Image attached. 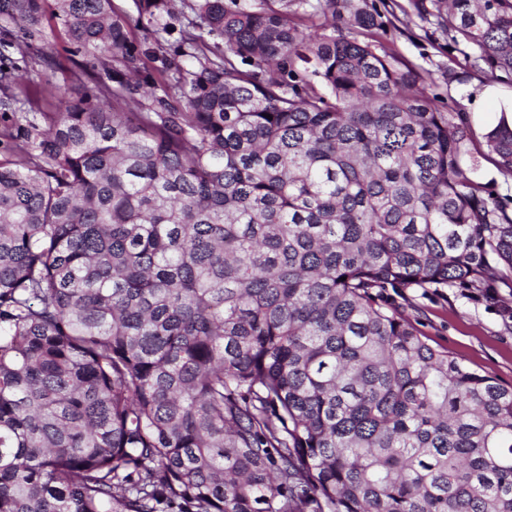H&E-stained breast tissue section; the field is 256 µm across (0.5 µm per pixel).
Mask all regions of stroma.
<instances>
[{
    "label": "stroma",
    "instance_id": "35a3bbf8",
    "mask_svg": "<svg viewBox=\"0 0 512 512\" xmlns=\"http://www.w3.org/2000/svg\"><path fill=\"white\" fill-rule=\"evenodd\" d=\"M375 39L387 53L419 69L426 91L441 109L464 113L476 135L475 148L484 149L486 130L512 111V79H493L471 67L461 51L449 50L446 36L414 15L399 26L384 25ZM499 291L506 302L497 306L463 288L438 293L418 289L406 298L391 290L387 296L398 307L413 301L419 310L417 327L431 347L512 386V330L505 327L512 320V292Z\"/></svg>",
    "mask_w": 512,
    "mask_h": 512
}]
</instances>
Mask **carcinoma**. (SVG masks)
<instances>
[{"label":"carcinoma","mask_w":512,"mask_h":512,"mask_svg":"<svg viewBox=\"0 0 512 512\" xmlns=\"http://www.w3.org/2000/svg\"><path fill=\"white\" fill-rule=\"evenodd\" d=\"M132 5L0 0V512H512V386L386 298L512 288L467 118L372 0ZM383 7L512 76V0ZM43 27L48 33V39L53 45L52 69L55 76L62 80L70 74L71 71H78L74 61H81L79 56H72L68 51L67 39L60 27L56 25L51 15L47 14L43 20Z\"/></svg>","instance_id":"cac0c4a2"}]
</instances>
